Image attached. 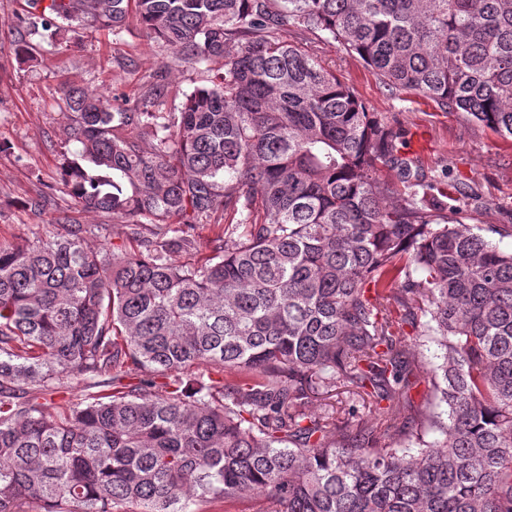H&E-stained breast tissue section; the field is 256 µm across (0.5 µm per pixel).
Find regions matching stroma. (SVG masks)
Returning <instances> with one entry per match:
<instances>
[{
    "label": "stroma",
    "mask_w": 512,
    "mask_h": 512,
    "mask_svg": "<svg viewBox=\"0 0 512 512\" xmlns=\"http://www.w3.org/2000/svg\"><path fill=\"white\" fill-rule=\"evenodd\" d=\"M30 8V0H0V241L45 234L59 215L70 211L77 223L98 225L102 241L124 244V224L108 214L72 210L69 197L56 188L66 139L60 115L63 88L83 77L94 88L115 87L136 98L144 81L159 72L167 86L162 109L177 112L185 94L205 85L206 75L184 66L173 50L135 28L119 41L96 31L75 44L48 43L20 26ZM280 37L318 59L370 111L402 130V155L413 160L414 170L433 183L436 194L460 200L462 223L512 225V140L465 113L389 89L357 54L340 49L324 33L291 27ZM21 43L36 46L34 59L17 53ZM35 199L41 200L40 208H31ZM433 405L429 387L421 383L411 390L409 402L364 421L386 442L393 423Z\"/></svg>",
    "instance_id": "obj_1"
}]
</instances>
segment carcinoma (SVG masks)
Wrapping results in <instances>:
<instances>
[{
    "instance_id": "obj_1",
    "label": "carcinoma",
    "mask_w": 512,
    "mask_h": 512,
    "mask_svg": "<svg viewBox=\"0 0 512 512\" xmlns=\"http://www.w3.org/2000/svg\"><path fill=\"white\" fill-rule=\"evenodd\" d=\"M21 22L50 43L133 23L211 77L178 113L161 82L64 89L62 192L134 247L68 215L0 241V512H512V251L423 183L388 205L402 133L279 37L322 31L512 139V0H32ZM232 203L206 258L176 262ZM138 368L155 379L120 385ZM421 372L440 411L396 442L351 424ZM72 379L85 393L57 398Z\"/></svg>"
}]
</instances>
